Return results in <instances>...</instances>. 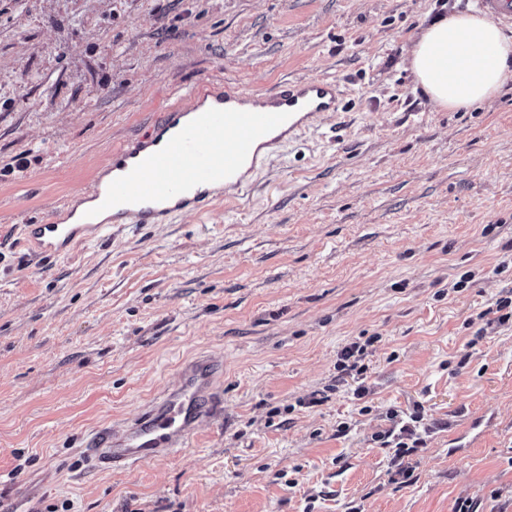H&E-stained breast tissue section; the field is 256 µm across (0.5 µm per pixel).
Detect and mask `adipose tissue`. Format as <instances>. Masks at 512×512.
<instances>
[{
    "instance_id": "obj_1",
    "label": "adipose tissue",
    "mask_w": 512,
    "mask_h": 512,
    "mask_svg": "<svg viewBox=\"0 0 512 512\" xmlns=\"http://www.w3.org/2000/svg\"><path fill=\"white\" fill-rule=\"evenodd\" d=\"M409 63L438 108H469L512 82V34L478 13L441 17L415 35Z\"/></svg>"
}]
</instances>
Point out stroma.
Listing matches in <instances>:
<instances>
[{"label":"stroma","instance_id":"obj_1","mask_svg":"<svg viewBox=\"0 0 512 512\" xmlns=\"http://www.w3.org/2000/svg\"><path fill=\"white\" fill-rule=\"evenodd\" d=\"M478 0H0V512H512V82L444 111L407 64ZM341 80L235 201L65 258L16 248L202 81ZM466 287L457 288L462 275ZM367 347L363 399L337 383ZM224 365L189 448L92 467V430ZM432 430L395 478L390 410ZM492 432L454 455L472 418ZM348 433H340V424ZM365 350V345H360L358 342L351 343L342 350L339 362L336 364L339 382L345 380L346 377L356 380L364 379L367 367L365 364H360V361L363 359ZM352 358L354 359L351 360Z\"/></svg>","mask_w":512,"mask_h":512}]
</instances>
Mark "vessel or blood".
Returning a JSON list of instances; mask_svg holds the SVG:
<instances>
[{
  "mask_svg": "<svg viewBox=\"0 0 512 512\" xmlns=\"http://www.w3.org/2000/svg\"><path fill=\"white\" fill-rule=\"evenodd\" d=\"M339 79L289 80L272 90L245 92L221 82L193 86L166 108L145 136L112 151L104 174L82 191L83 200L112 212L111 222L73 223L65 206L42 223L24 225L20 244L36 257H63L73 245L99 237L109 223L166 224L185 211L203 213L238 195L279 151L317 116L339 111ZM218 369L200 357L180 369V383L156 398L122 429L94 433L89 448L97 468L125 469L186 447L217 393Z\"/></svg>",
  "mask_w": 512,
  "mask_h": 512,
  "instance_id": "obj_1",
  "label": "vessel or blood"
}]
</instances>
